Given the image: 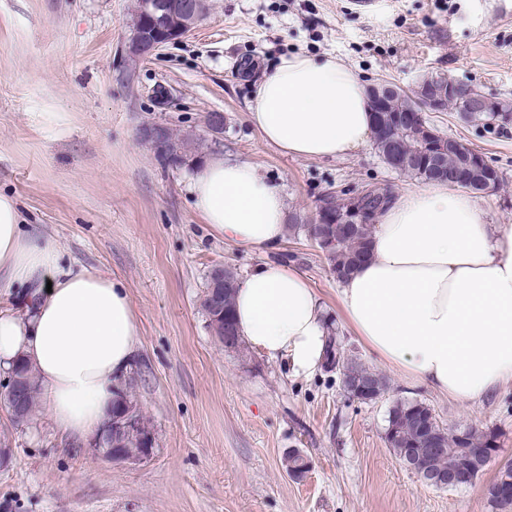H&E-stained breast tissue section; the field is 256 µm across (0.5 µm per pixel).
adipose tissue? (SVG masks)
Instances as JSON below:
<instances>
[{
    "label": "adipose tissue",
    "instance_id": "adipose-tissue-1",
    "mask_svg": "<svg viewBox=\"0 0 512 512\" xmlns=\"http://www.w3.org/2000/svg\"><path fill=\"white\" fill-rule=\"evenodd\" d=\"M249 117L266 143L305 158L364 145L374 116L365 82L336 56L281 57L257 84ZM193 207L214 234L262 253L282 242L286 206L253 165L207 159L191 184ZM372 258L344 280L352 330L382 360L434 390L477 402L512 382V224L486 223L467 194L437 183L393 195L371 233ZM50 239L23 231L0 194V366L33 365L45 413L62 436H96L129 374L139 327L125 286L95 269L64 271ZM239 333L293 374L319 367L329 331L307 278L257 265L235 293Z\"/></svg>",
    "mask_w": 512,
    "mask_h": 512
}]
</instances>
